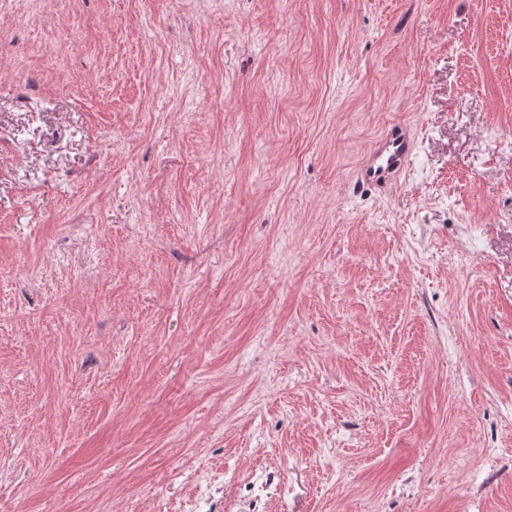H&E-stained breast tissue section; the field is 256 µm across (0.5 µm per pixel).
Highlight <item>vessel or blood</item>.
<instances>
[{
  "instance_id": "1",
  "label": "vessel or blood",
  "mask_w": 512,
  "mask_h": 512,
  "mask_svg": "<svg viewBox=\"0 0 512 512\" xmlns=\"http://www.w3.org/2000/svg\"><path fill=\"white\" fill-rule=\"evenodd\" d=\"M413 148L409 132L400 126L389 129L378 141L369 159L358 173L361 182L380 188L389 187L407 163Z\"/></svg>"
}]
</instances>
